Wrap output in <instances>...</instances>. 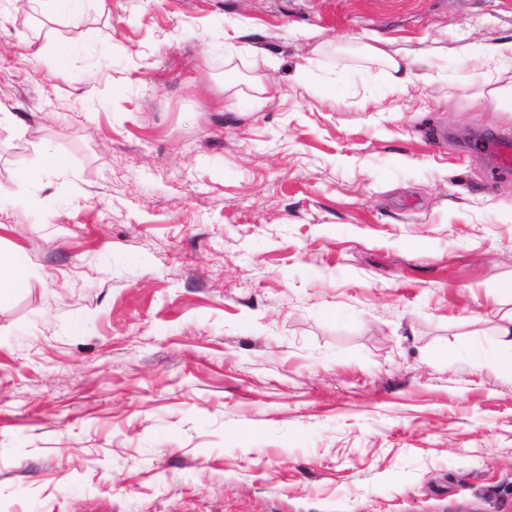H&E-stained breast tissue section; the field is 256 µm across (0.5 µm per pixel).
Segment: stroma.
I'll return each mask as SVG.
<instances>
[{"mask_svg": "<svg viewBox=\"0 0 512 512\" xmlns=\"http://www.w3.org/2000/svg\"><path fill=\"white\" fill-rule=\"evenodd\" d=\"M108 8L0 0V512H512V0ZM84 1L92 2L99 14H104L107 11V0H27L26 2L30 9L39 8L44 15L54 17L66 10L75 9ZM480 53L491 60H497L503 70L512 71V41L484 45ZM367 51L371 56L382 57L385 60L387 67L394 74H397L392 76L394 83L396 85L404 86L405 84L412 82V77H416L417 79H421L424 81V76L413 72L411 69H409L408 65L401 64V62H403L404 60L398 61L390 56L381 53L379 50L374 49L372 47H368ZM3 273L7 275L6 280L2 277ZM0 275V297L8 292L22 290L28 282V271L15 252L0 251Z\"/></svg>", "mask_w": 512, "mask_h": 512, "instance_id": "stroma-1", "label": "stroma"}]
</instances>
